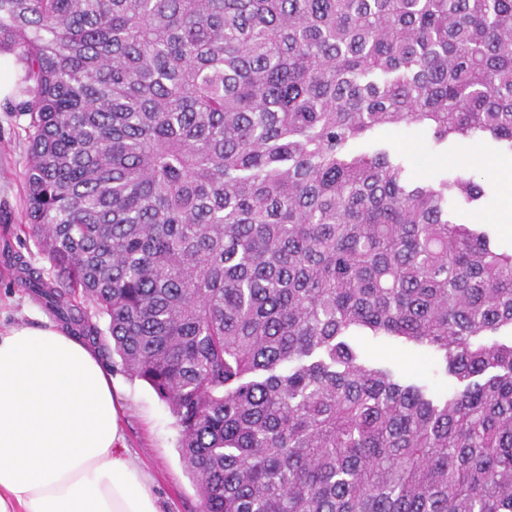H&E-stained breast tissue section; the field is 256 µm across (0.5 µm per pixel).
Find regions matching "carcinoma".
<instances>
[{
	"label": "carcinoma",
	"mask_w": 512,
	"mask_h": 512,
	"mask_svg": "<svg viewBox=\"0 0 512 512\" xmlns=\"http://www.w3.org/2000/svg\"><path fill=\"white\" fill-rule=\"evenodd\" d=\"M28 117L21 284L108 322L201 512H512V252L402 126L512 152V0H0ZM432 349L442 396L367 363ZM390 152L401 158L410 176L419 179H431L441 173H455L457 166L465 161L463 145L448 141L438 147L415 127H402L384 131L379 135Z\"/></svg>",
	"instance_id": "carcinoma-1"
}]
</instances>
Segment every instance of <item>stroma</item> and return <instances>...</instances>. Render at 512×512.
Masks as SVG:
<instances>
[{
	"mask_svg": "<svg viewBox=\"0 0 512 512\" xmlns=\"http://www.w3.org/2000/svg\"><path fill=\"white\" fill-rule=\"evenodd\" d=\"M26 117L0 103V331L14 325L34 324L50 311L30 289L24 288L13 264L23 256L32 266L49 271L50 265L35 240L21 230L25 222L26 188L23 180L28 143ZM381 140L391 153L401 158L410 176L431 179L441 173H455L465 156L462 146L448 142L436 146L416 128L402 127L382 132ZM485 160L486 194L478 209L459 210L455 221L486 222L499 198V178L491 161L504 152L492 139L477 149ZM359 344L372 361L392 365L408 380L426 382L439 393L453 381L440 369L428 349L362 336ZM109 336H102L96 349L103 364L122 392L125 411L122 419L124 451L148 474L160 500L161 512H200V500L191 475L178 448L179 428L167 405L142 380L124 373L120 359L111 351Z\"/></svg>",
	"mask_w": 512,
	"mask_h": 512,
	"instance_id": "obj_1",
	"label": "stroma"
}]
</instances>
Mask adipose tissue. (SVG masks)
<instances>
[{
    "label": "adipose tissue",
    "instance_id": "1",
    "mask_svg": "<svg viewBox=\"0 0 512 512\" xmlns=\"http://www.w3.org/2000/svg\"><path fill=\"white\" fill-rule=\"evenodd\" d=\"M123 410L81 336L47 320L0 332V512H160L121 452Z\"/></svg>",
    "mask_w": 512,
    "mask_h": 512
}]
</instances>
